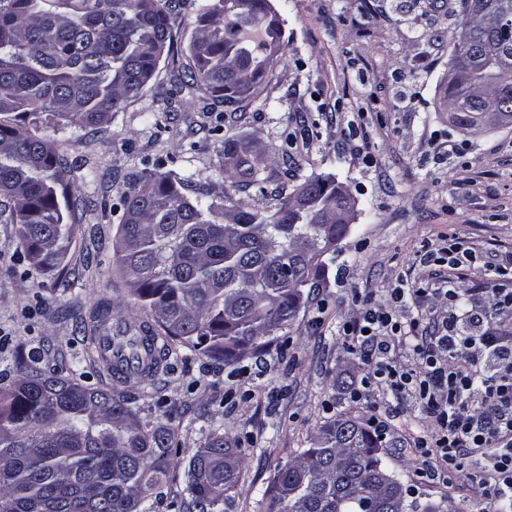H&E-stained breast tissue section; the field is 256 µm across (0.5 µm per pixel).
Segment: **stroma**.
Wrapping results in <instances>:
<instances>
[{
	"instance_id": "35a3bbf8",
	"label": "stroma",
	"mask_w": 512,
	"mask_h": 512,
	"mask_svg": "<svg viewBox=\"0 0 512 512\" xmlns=\"http://www.w3.org/2000/svg\"><path fill=\"white\" fill-rule=\"evenodd\" d=\"M208 2L186 0L173 22V53L108 124L65 132L41 124L39 136L72 165L75 233L63 275L48 276L29 265L15 225L0 221V388L12 381L15 357L32 349L46 370L82 359L76 321L94 303L136 309L112 255L120 195L144 161L227 187L233 202L250 208L271 206L282 184L330 173L356 198L358 214L289 334L230 367L182 349L153 384L127 383L141 422L166 425L178 446L156 512H178L184 467L217 409L224 433L245 454L231 512H264L261 493L277 471L307 448L322 422L342 413L380 429L383 462L410 497L445 501L455 512H503L467 479L485 467L483 457L466 454L463 471L452 474L420 451L438 427L414 389L381 383L360 402L348 398L374 366L369 344L343 332L361 317L363 296L399 323L415 324L409 335L389 339L403 371L422 370L448 317L476 315L486 327L512 328V312L476 294L507 285L496 270L512 259V127L468 135L449 123L440 100L453 51L448 34L463 15L452 0H269L283 51L253 97L208 111L202 91L179 85ZM246 136L271 157L256 184L231 188L224 144ZM452 237L475 253L458 271L435 262ZM423 280L431 288L420 298L413 290ZM450 287L458 294L452 304L444 296ZM399 289L405 296L398 301Z\"/></svg>"
}]
</instances>
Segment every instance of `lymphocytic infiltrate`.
<instances>
[{
	"mask_svg": "<svg viewBox=\"0 0 512 512\" xmlns=\"http://www.w3.org/2000/svg\"><path fill=\"white\" fill-rule=\"evenodd\" d=\"M400 323L386 312L366 307L363 316L345 323V335L372 343L380 357L372 372L377 381H384L397 391L415 385L438 433L431 446L432 453L447 463L449 472L461 469L459 457L466 448L480 450L490 463V474L475 477L484 493L512 503V336L484 330L480 318L469 326L448 319L446 332L426 352L423 375L398 371L385 355L387 336L400 332ZM484 348L494 357L497 368L485 381V407L477 414L469 413L463 403L472 380L464 370L444 367V358L468 360L476 348Z\"/></svg>",
	"mask_w": 512,
	"mask_h": 512,
	"instance_id": "obj_1",
	"label": "lymphocytic infiltrate"
}]
</instances>
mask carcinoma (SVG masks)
Segmentation results:
<instances>
[{"label": "carcinoma", "instance_id": "cac0c4a2", "mask_svg": "<svg viewBox=\"0 0 512 512\" xmlns=\"http://www.w3.org/2000/svg\"><path fill=\"white\" fill-rule=\"evenodd\" d=\"M504 22L491 32L476 22L484 49L477 60L453 48L454 84L444 86L449 120L468 133L483 129L484 109L512 95V0H496ZM178 0H0V213L35 270L62 271L75 224L68 194L71 169L56 150L20 122L41 116L62 129L107 124L137 98L173 47ZM268 0H212L198 15L189 45L188 85L214 104L232 106L253 93L267 67V45L282 43ZM480 82L487 96L467 88ZM233 187L259 181L268 152L243 139L224 146ZM344 200L335 177L316 175L278 192L274 210L246 209L224 194L156 163L130 174L113 244L129 292L150 309L165 343L142 328L112 343L127 376L149 382L168 368L178 345L234 365L288 330L302 306L306 277L289 276L302 253H326ZM110 308L89 312L85 349L94 368L111 369L96 347ZM15 358L16 379L0 390V504L9 512H153V490L173 463V437L143 425L129 396L84 384L86 371L61 375ZM217 428L190 457L182 512H226L241 478L243 449ZM382 438L351 416L316 430L310 446L278 470L264 492L266 512H374V493L391 495L388 512H439L408 499L383 465Z\"/></svg>", "mask_w": 512, "mask_h": 512}]
</instances>
